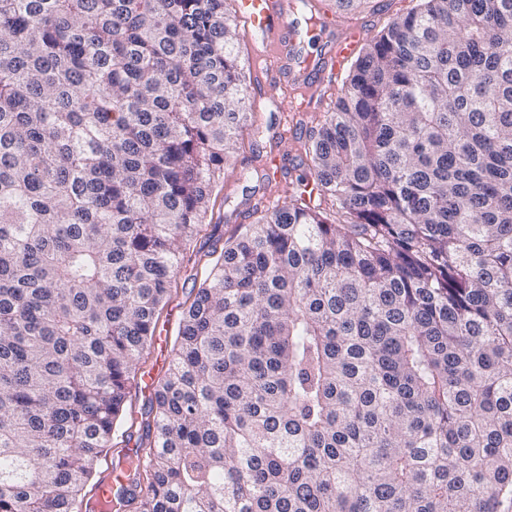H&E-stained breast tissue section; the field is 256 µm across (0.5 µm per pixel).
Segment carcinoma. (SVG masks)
<instances>
[{"label": "carcinoma", "mask_w": 512, "mask_h": 512, "mask_svg": "<svg viewBox=\"0 0 512 512\" xmlns=\"http://www.w3.org/2000/svg\"><path fill=\"white\" fill-rule=\"evenodd\" d=\"M224 0H0V512H79L247 120ZM204 279L109 512H512V0H420Z\"/></svg>", "instance_id": "obj_1"}]
</instances>
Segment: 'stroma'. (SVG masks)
Returning <instances> with one entry per match:
<instances>
[{
    "label": "stroma",
    "mask_w": 512,
    "mask_h": 512,
    "mask_svg": "<svg viewBox=\"0 0 512 512\" xmlns=\"http://www.w3.org/2000/svg\"><path fill=\"white\" fill-rule=\"evenodd\" d=\"M415 4L416 0H364L358 9L348 12L347 17L363 28L364 39L369 42L393 19L406 14ZM286 99L284 90L273 91L260 85L257 79H250L248 109L253 114L252 120L243 128L236 143L231 165L222 183V197L208 211L204 228L192 241L175 278L172 297L140 366L137 384L130 391L126 404L128 419L140 420L153 385L168 369L172 341L186 303L194 297L202 282L194 266L196 253L207 249L212 239L227 237L236 225L244 223V211L277 188L275 179L265 174L261 160L278 147L275 108Z\"/></svg>",
    "instance_id": "obj_1"
}]
</instances>
